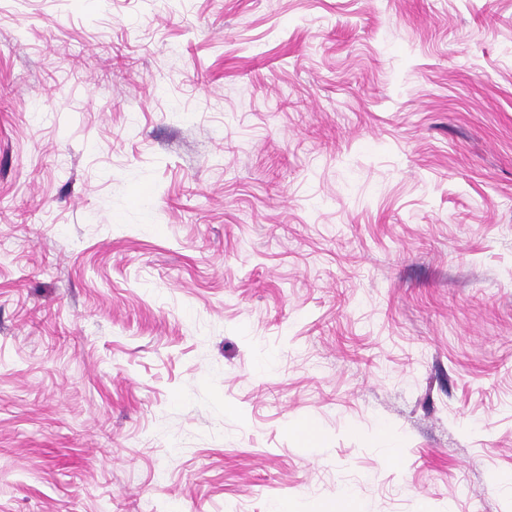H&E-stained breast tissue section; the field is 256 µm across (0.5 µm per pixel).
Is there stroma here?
Here are the masks:
<instances>
[{"mask_svg":"<svg viewBox=\"0 0 512 512\" xmlns=\"http://www.w3.org/2000/svg\"><path fill=\"white\" fill-rule=\"evenodd\" d=\"M493 476L512 0H0V512H512Z\"/></svg>","mask_w":512,"mask_h":512,"instance_id":"1","label":"stroma"}]
</instances>
